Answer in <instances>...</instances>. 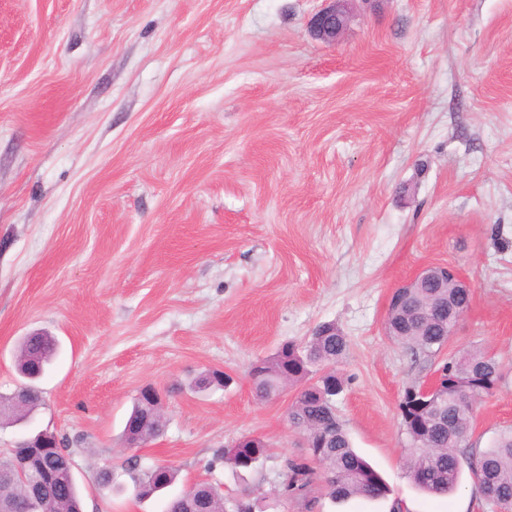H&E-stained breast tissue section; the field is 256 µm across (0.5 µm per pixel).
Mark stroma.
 Instances as JSON below:
<instances>
[{
    "label": "stroma",
    "instance_id": "stroma-1",
    "mask_svg": "<svg viewBox=\"0 0 512 512\" xmlns=\"http://www.w3.org/2000/svg\"><path fill=\"white\" fill-rule=\"evenodd\" d=\"M321 6L0 0V393L25 336L60 344L0 452L66 437L84 512H165L135 497L130 458L232 501L242 482L208 463L245 436L268 445L255 497L304 512L278 493L306 458L298 388L257 399L249 371L324 323L349 341L337 413L392 494L314 512H492L470 475L442 498L408 478L399 401L443 355L412 359L384 323L421 267L457 269L473 297L443 354L504 367L469 442L512 428V0H355L334 45L308 28ZM214 370L228 387L195 388ZM146 386L165 431L127 448Z\"/></svg>",
    "mask_w": 512,
    "mask_h": 512
}]
</instances>
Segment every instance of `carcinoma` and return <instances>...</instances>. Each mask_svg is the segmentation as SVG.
<instances>
[{"instance_id": "cac0c4a2", "label": "carcinoma", "mask_w": 512, "mask_h": 512, "mask_svg": "<svg viewBox=\"0 0 512 512\" xmlns=\"http://www.w3.org/2000/svg\"><path fill=\"white\" fill-rule=\"evenodd\" d=\"M448 296L453 314L465 312L471 301L469 294L453 288H435L430 284L417 289L386 320L392 339L402 344L418 358L440 351L447 344L448 316L436 307V300ZM347 337L333 324L320 326L311 339L299 348L293 344L281 346L275 355L262 361V374L254 385L258 396L277 394L284 385L301 386L288 419L291 425L306 433L314 447L308 449L325 474L323 487L334 502L354 497L381 499L390 489L379 473L352 446L350 437L336 414V397L345 381L334 370L347 352ZM58 351V342L46 334L27 337L20 346L17 362L26 379L29 393L22 399L0 395L7 407L0 416L12 423L27 420L41 405V395L35 381L46 370ZM448 374L434 397L429 418L415 427L401 420L407 436L405 467L414 485L423 493L444 496L453 493L462 476L461 460L468 461L476 484L486 501L499 512H512V431L500 434L492 448L469 446L467 436L472 422L473 402L494 392L503 380L500 365L494 356L481 349H469L448 355L439 367ZM161 414L149 418L139 428H124L123 440L150 441L164 431ZM267 458V445L259 438L249 448H224L209 463L222 464L242 477L255 471ZM72 451L65 439L56 446L38 452L37 462L55 475L56 483L45 491L42 512H81L82 501L70 471ZM12 458L0 456V503L24 495V483L8 475ZM128 472L136 496L150 498L177 479V470L168 466L142 468L127 461ZM314 471L305 462H288L283 472L281 493L303 502L313 509L319 503L314 495ZM195 506L201 512H226L224 494L208 484L194 485L193 500H174L167 512H184L185 506Z\"/></svg>"}]
</instances>
